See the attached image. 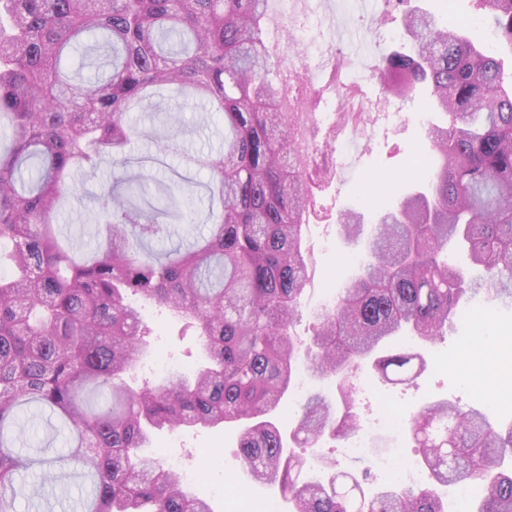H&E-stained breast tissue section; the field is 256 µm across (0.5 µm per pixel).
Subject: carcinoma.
Returning a JSON list of instances; mask_svg holds the SVG:
<instances>
[{"label": "carcinoma", "instance_id": "cac0c4a2", "mask_svg": "<svg viewBox=\"0 0 512 512\" xmlns=\"http://www.w3.org/2000/svg\"><path fill=\"white\" fill-rule=\"evenodd\" d=\"M269 0H0V512H17L21 480L46 465L80 474L81 512H212L180 471L151 451L179 427L239 428L249 481L277 488L291 512H448L442 490L479 488L474 512H512V422L436 401L407 427L427 480L367 492L355 477L301 478L302 457L275 422L299 356L318 380L343 389L362 364L390 384L425 368L398 336L434 343L459 304L480 295L512 306V74L460 30L412 0L399 11L406 43L379 65L380 84L421 93L442 117L425 134L427 175L385 200L366 228L348 212L340 228L366 257L311 312L312 336L293 333L310 284L303 246L310 164L291 143L281 110L286 75L264 36ZM512 50V0H477ZM91 34L103 51L92 78L68 74L65 52ZM192 97L224 114V150L188 156L209 172L206 233L166 250L184 218L190 180L157 179L147 163L183 154L179 134L158 155L132 158L145 137L135 109L163 111ZM119 165L95 195L93 247L64 243L56 216L75 195L72 175ZM465 264L448 263V250ZM139 296L189 321L203 366L134 389L125 377L148 351ZM47 410L68 430L54 459L21 448L23 421ZM348 402L320 391L290 434L302 447L349 436Z\"/></svg>", "mask_w": 512, "mask_h": 512}]
</instances>
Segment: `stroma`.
I'll list each match as a JSON object with an SVG mask.
<instances>
[{
  "label": "stroma",
  "mask_w": 512,
  "mask_h": 512,
  "mask_svg": "<svg viewBox=\"0 0 512 512\" xmlns=\"http://www.w3.org/2000/svg\"><path fill=\"white\" fill-rule=\"evenodd\" d=\"M441 24L465 31L483 47H491L492 34L475 0H422ZM324 24H333L341 31L336 40L337 53L347 52L356 42L366 48L358 54L359 62H367L373 50L387 52L392 44L378 41L382 30L400 29V22L391 20L384 5L371 10H344L342 0H322L317 10ZM405 121L400 125L377 128L360 141L345 170L312 183L313 205L309 211L306 246L312 257V280L303 301L305 317L297 321L295 333L301 338L311 335L309 310L329 304L336 291L363 260L362 246L347 243L337 230V217L347 209L372 216L382 197L398 198L405 191L404 174L420 167L429 145L424 126L432 115L423 98L398 100ZM187 132L184 145L195 153L217 152L224 141V116L208 112L193 101L177 99L168 102ZM113 178L111 166H102L93 176L76 175V200L65 203L58 222L79 244L94 241V195L101 184ZM133 305L142 309L151 330V352L137 366L139 378L150 380L191 370L200 360V345L192 332L169 313L141 298ZM401 344L421 353L426 368L414 381L390 384L370 368H363L351 379L352 399L360 432L375 446L376 457L397 452L413 455L414 450L405 432L376 424L379 412L402 418L430 402L447 399L463 406L484 409L493 419H512V308L479 297L460 304L453 332L432 345L416 343L405 336ZM322 390L335 395L336 387L304 377L282 399L278 421L283 430L296 424L308 393ZM160 454L176 462L181 473L191 475V488L208 497L214 512H233L236 500L248 503L250 512H288V504L273 489L249 484L239 486L228 482L225 463L235 461L238 454L236 435L224 429L181 427L165 431L156 438ZM44 490L42 499L21 501L20 512H76L74 502L78 487L72 482H50L42 475L32 478Z\"/></svg>",
  "instance_id": "1"
}]
</instances>
